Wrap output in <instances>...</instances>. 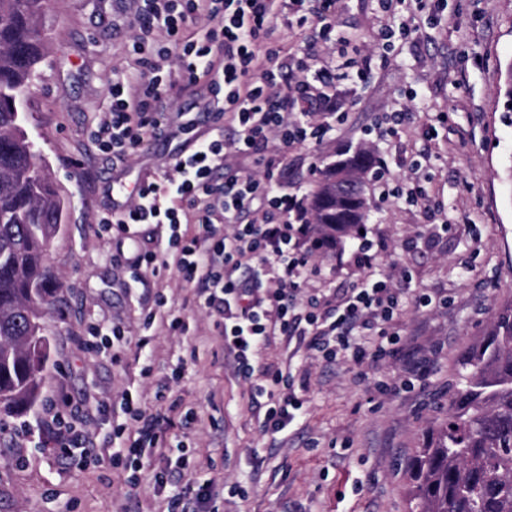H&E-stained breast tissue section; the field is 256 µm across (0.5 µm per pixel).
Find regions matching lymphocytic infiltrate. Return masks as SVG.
I'll return each instance as SVG.
<instances>
[{
    "mask_svg": "<svg viewBox=\"0 0 512 512\" xmlns=\"http://www.w3.org/2000/svg\"><path fill=\"white\" fill-rule=\"evenodd\" d=\"M342 0H138L126 45L129 60L108 87L110 112L90 136L118 163L128 162L171 124L163 98L178 81L198 87L215 101V112L234 128L225 140L215 133L197 141L173 163L165 185L134 186L121 215L105 213L98 226L115 228L125 242L131 225L153 224L166 232V248L134 244L126 263L133 282L142 269L161 277L176 269L194 303L217 315L215 329L224 352L245 377L265 382L264 430L278 433L300 417L304 402L288 378L259 355L271 337L306 339L309 350L329 361L350 357L355 364L380 362L397 353L398 333L389 331L403 297L416 308L430 306L429 293H411L376 276L373 243L359 235V261L368 274L342 303L325 312L300 309L295 294L319 268L312 251L322 246L304 211L305 198L288 192L280 169L289 149L319 141L322 114L336 115L343 103L326 94L339 76L335 66L311 68L297 59L292 79L273 41L284 14L298 24L315 19L323 41H331ZM252 158L255 173L229 164L230 156ZM377 331L366 348L356 331ZM124 467L129 485L165 477L144 474L146 451L166 445L172 417L142 407L132 394L121 403Z\"/></svg>",
    "mask_w": 512,
    "mask_h": 512,
    "instance_id": "f902f5d3",
    "label": "lymphocytic infiltrate"
}]
</instances>
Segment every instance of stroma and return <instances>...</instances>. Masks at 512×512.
Returning a JSON list of instances; mask_svg holds the SVG:
<instances>
[{
	"instance_id": "obj_1",
	"label": "stroma",
	"mask_w": 512,
	"mask_h": 512,
	"mask_svg": "<svg viewBox=\"0 0 512 512\" xmlns=\"http://www.w3.org/2000/svg\"><path fill=\"white\" fill-rule=\"evenodd\" d=\"M134 15V0L48 2L50 39L29 95V133L67 209L46 253L58 283L43 318L45 381L34 406L0 429V512H123L129 492L139 512H166V498L185 501L202 486L210 487L218 512H409L406 461L422 430L444 415L456 358L484 335L494 306L512 301V122L500 97L501 71L512 61V0H447L444 18L434 23L419 0H405L397 15L416 16L418 34L395 36L366 81L339 83L345 119H330L316 147L289 150L283 185L291 192L311 194L318 177L309 164L333 162L344 148L387 160L393 182L419 179L422 207L367 190L363 229L381 244V274L410 280L445 303L404 307L396 325L399 354L374 364L330 363L272 337L264 359L307 386L304 416L275 435L258 421L264 398L257 380L238 375L212 334L209 313L187 302L176 270L166 272L161 289L169 306L188 317L186 336L158 322L145 325L146 308L126 283L115 239L96 228L115 183L131 186L144 175L164 182L172 150L213 126L200 96L180 85L171 133L151 141L130 167L113 166L88 140L87 129L110 105L108 85L124 63ZM386 20L377 0H343L336 18L342 41L315 44L314 53L334 55L340 65L358 58L373 49ZM405 104L411 122L391 136L367 135ZM422 154L426 167L412 172ZM354 243L349 236L339 251L313 254V263L330 272L301 288L298 304L341 299L361 276L349 261ZM116 323L126 332L122 341L106 349L83 344L87 328L107 336ZM176 367L184 376L170 383L172 398L183 411L203 408L206 418L187 431L169 430L171 443L189 440L196 464L164 497L146 481L129 488L111 459L79 462L46 448L47 412L61 395L78 408L84 431L109 441L124 392L156 408V388Z\"/></svg>"
}]
</instances>
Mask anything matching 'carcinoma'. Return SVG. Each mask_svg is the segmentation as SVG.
<instances>
[{"label":"carcinoma","instance_id":"carcinoma-1","mask_svg":"<svg viewBox=\"0 0 512 512\" xmlns=\"http://www.w3.org/2000/svg\"><path fill=\"white\" fill-rule=\"evenodd\" d=\"M47 0H0V414L37 399L49 342L43 314L56 279L46 250L66 209L28 137L26 100L38 79ZM365 151L327 165L307 207L339 246L367 220ZM448 415L427 427L411 458V512H512V302L457 359Z\"/></svg>","mask_w":512,"mask_h":512}]
</instances>
